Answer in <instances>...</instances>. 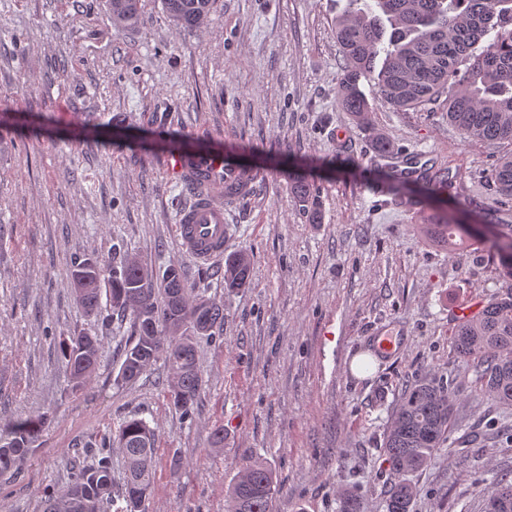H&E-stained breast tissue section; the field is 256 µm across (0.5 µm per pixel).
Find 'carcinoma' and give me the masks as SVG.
Instances as JSON below:
<instances>
[{"label":"carcinoma","mask_w":512,"mask_h":512,"mask_svg":"<svg viewBox=\"0 0 512 512\" xmlns=\"http://www.w3.org/2000/svg\"><path fill=\"white\" fill-rule=\"evenodd\" d=\"M347 0L336 16V39L343 56L337 88L340 106L361 121L368 106L360 89L363 78L375 81L381 97L397 109L434 105L464 138L512 142V0ZM172 22L195 28L208 15L212 0H161ZM112 22L124 28L139 19V0H108ZM418 182L427 197L452 188L448 167L425 166ZM491 181L499 196L512 198V154L501 157ZM491 244L495 254L512 250V225ZM424 233L436 244L455 248L471 235L446 214H437ZM87 276L71 274L76 301L89 314L102 313L104 267L86 258L73 265ZM248 255L239 252L224 263L221 284L227 289L250 284ZM112 311L130 321L131 343L124 349L116 384L129 383L163 362L170 404L192 418L202 388L197 346L191 333L220 334L224 308L193 294L175 264L158 276L138 260L112 270ZM453 344L476 360L481 391L512 405V293L482 306L457 324ZM101 341L78 334L63 340L61 352L75 386L91 380L99 364ZM455 413L450 384L424 377L404 389L384 433V451L398 480L386 501V512H410L414 485L406 475L424 466L449 438ZM44 417L11 425L10 441L0 446V473L15 468L28 455ZM122 454L126 480L118 496L122 512H149L156 470V434L139 418L125 420L112 442L99 448L95 462L78 469L60 490L44 501L43 512H103L113 501L110 451ZM275 475L264 459L249 461L238 473L225 499V512H273ZM484 512H512V480H501L486 496Z\"/></svg>","instance_id":"obj_1"}]
</instances>
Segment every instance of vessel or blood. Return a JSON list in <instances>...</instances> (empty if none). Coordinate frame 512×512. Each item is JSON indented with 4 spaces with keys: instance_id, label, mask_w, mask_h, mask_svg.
<instances>
[{
    "instance_id": "1",
    "label": "vessel or blood",
    "mask_w": 512,
    "mask_h": 512,
    "mask_svg": "<svg viewBox=\"0 0 512 512\" xmlns=\"http://www.w3.org/2000/svg\"><path fill=\"white\" fill-rule=\"evenodd\" d=\"M168 172L189 195L175 226L183 253L202 264L223 258L232 236L225 211L250 196L254 173L216 154L185 151L170 155Z\"/></svg>"
}]
</instances>
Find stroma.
Here are the masks:
<instances>
[{
  "label": "stroma",
  "mask_w": 512,
  "mask_h": 512,
  "mask_svg": "<svg viewBox=\"0 0 512 512\" xmlns=\"http://www.w3.org/2000/svg\"><path fill=\"white\" fill-rule=\"evenodd\" d=\"M347 0H216L204 29L175 28L160 0L115 28L107 0H0V440L20 418L47 416L27 458L0 476V512H43L126 419L157 434L150 512H224L245 463L276 473L274 512H338V490L385 512L396 477L381 448L402 388L450 381L455 425L409 479L410 512H483L486 490L512 477V406L483 395L458 354L457 309L512 293L487 235L448 249L419 230L417 210L384 186L404 159L463 168V183L429 200L457 223L512 200L490 180L512 143L468 141L441 113L398 110L374 83L360 126L336 100L342 57L335 20ZM389 139L395 155L373 149ZM199 145L254 169L251 197L231 207L224 252L247 253L249 287L205 279L175 232L187 200L170 184V142ZM313 191L310 223L292 190ZM181 267L224 308L221 336L197 341L202 390L193 419L167 400L163 366L118 385L129 323L74 300L75 259L105 268L128 257ZM406 337L373 355V334ZM99 337V365L73 388L59 343ZM371 357L354 372L352 363ZM224 445L212 444L216 428Z\"/></svg>",
  "instance_id": "1"
}]
</instances>
